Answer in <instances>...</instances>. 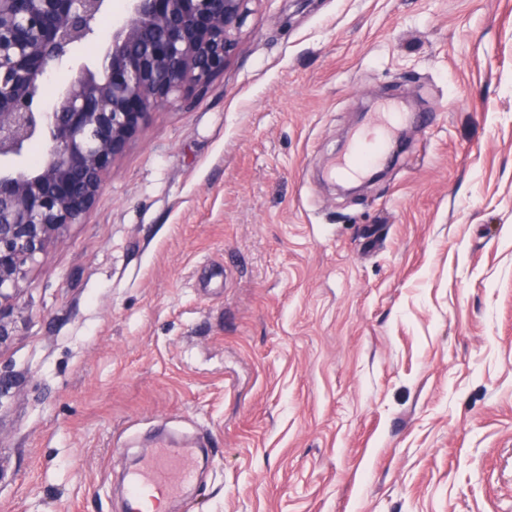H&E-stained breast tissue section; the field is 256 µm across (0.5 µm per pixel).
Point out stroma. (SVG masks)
<instances>
[{"label":"stroma","mask_w":512,"mask_h":512,"mask_svg":"<svg viewBox=\"0 0 512 512\" xmlns=\"http://www.w3.org/2000/svg\"><path fill=\"white\" fill-rule=\"evenodd\" d=\"M126 0L53 72L99 70ZM407 142L328 171L381 103ZM512 512V0H252L0 315V512ZM193 465L187 448H157L128 478L131 512H149L145 499L149 490L172 495L192 477Z\"/></svg>","instance_id":"obj_1"}]
</instances>
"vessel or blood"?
<instances>
[{
	"instance_id": "vessel-or-blood-1",
	"label": "vessel or blood",
	"mask_w": 512,
	"mask_h": 512,
	"mask_svg": "<svg viewBox=\"0 0 512 512\" xmlns=\"http://www.w3.org/2000/svg\"><path fill=\"white\" fill-rule=\"evenodd\" d=\"M399 112L381 113L373 131L360 136L350 155L340 158L335 170L341 175H359L362 168L378 159L382 144L402 120ZM193 474L188 449L159 448L128 478L130 512H150L147 491L174 494Z\"/></svg>"
}]
</instances>
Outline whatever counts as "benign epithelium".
Returning a JSON list of instances; mask_svg holds the SVG:
<instances>
[{"mask_svg": "<svg viewBox=\"0 0 512 512\" xmlns=\"http://www.w3.org/2000/svg\"><path fill=\"white\" fill-rule=\"evenodd\" d=\"M107 0H0V162L47 143L36 168H0V315L29 264L91 207L149 115L224 73L251 0H128L101 70L44 106L49 68L99 32Z\"/></svg>", "mask_w": 512, "mask_h": 512, "instance_id": "7a95c632", "label": "benign epithelium"}]
</instances>
